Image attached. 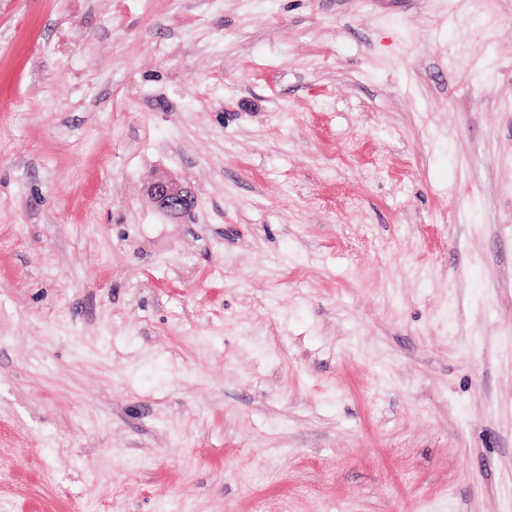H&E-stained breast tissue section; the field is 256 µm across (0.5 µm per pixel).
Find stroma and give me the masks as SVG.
Masks as SVG:
<instances>
[{"label":"stroma","instance_id":"1","mask_svg":"<svg viewBox=\"0 0 512 512\" xmlns=\"http://www.w3.org/2000/svg\"><path fill=\"white\" fill-rule=\"evenodd\" d=\"M0 512H512V0H0ZM146 191L151 202L171 217H180L190 211L195 204L191 193L167 172H156Z\"/></svg>","mask_w":512,"mask_h":512}]
</instances>
